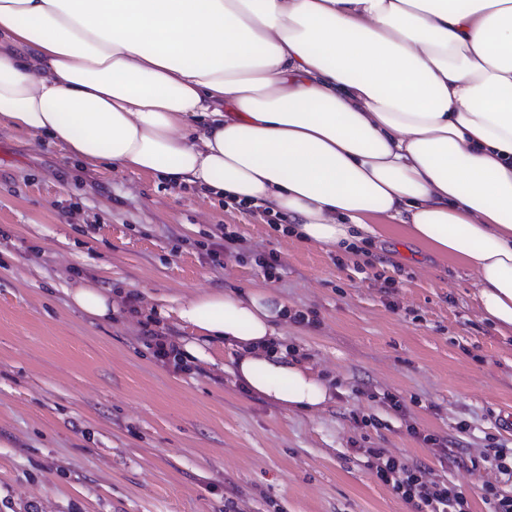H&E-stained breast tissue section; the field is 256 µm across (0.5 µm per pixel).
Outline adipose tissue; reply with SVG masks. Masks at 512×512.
<instances>
[{
  "label": "adipose tissue",
  "instance_id": "1",
  "mask_svg": "<svg viewBox=\"0 0 512 512\" xmlns=\"http://www.w3.org/2000/svg\"><path fill=\"white\" fill-rule=\"evenodd\" d=\"M0 118L94 165L283 217L329 251L388 223L472 276L512 331V0H0ZM93 322L112 295L68 289ZM189 360L286 411L329 381L279 344L284 301L207 291L157 307Z\"/></svg>",
  "mask_w": 512,
  "mask_h": 512
}]
</instances>
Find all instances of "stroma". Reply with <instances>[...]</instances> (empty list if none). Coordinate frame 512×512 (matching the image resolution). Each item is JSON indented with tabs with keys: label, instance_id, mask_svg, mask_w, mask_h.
<instances>
[{
	"label": "stroma",
	"instance_id": "35a3bbf8",
	"mask_svg": "<svg viewBox=\"0 0 512 512\" xmlns=\"http://www.w3.org/2000/svg\"><path fill=\"white\" fill-rule=\"evenodd\" d=\"M227 230L236 241L212 262ZM80 283L111 289V322L70 306ZM252 288L306 315L280 329L330 380L322 411L247 395L230 350L180 371L146 346L156 298ZM500 443L512 447V333L483 320L464 267L396 229L368 261L306 245L222 198L95 168L0 122V512H416L360 448L422 464L488 512L486 486L512 490L483 461Z\"/></svg>",
	"mask_w": 512,
	"mask_h": 512
}]
</instances>
